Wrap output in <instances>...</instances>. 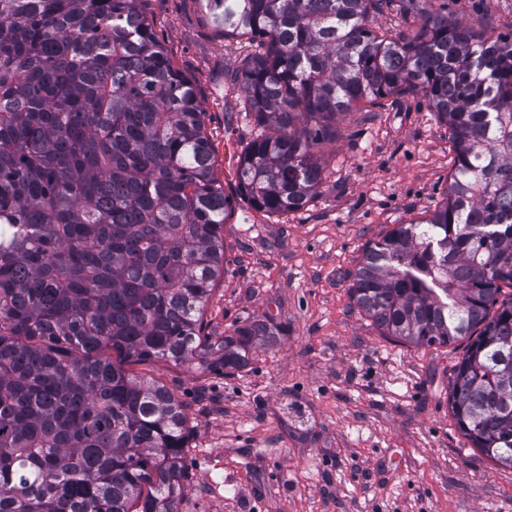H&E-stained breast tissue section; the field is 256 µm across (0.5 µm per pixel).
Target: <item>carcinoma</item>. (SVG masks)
Segmentation results:
<instances>
[{"label":"carcinoma","instance_id":"cac0c4a2","mask_svg":"<svg viewBox=\"0 0 512 512\" xmlns=\"http://www.w3.org/2000/svg\"><path fill=\"white\" fill-rule=\"evenodd\" d=\"M241 111L273 130L241 150L240 196L295 212L320 193L315 148L365 103L422 95L448 126L445 203L367 244L349 284L383 336L468 341L448 407L512 468V40L435 0H205ZM142 0H0V512H176L187 415L164 360L246 368L279 327L204 333L231 200L205 113ZM393 10L413 31L372 27Z\"/></svg>","mask_w":512,"mask_h":512}]
</instances>
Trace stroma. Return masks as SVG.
<instances>
[{
  "mask_svg": "<svg viewBox=\"0 0 512 512\" xmlns=\"http://www.w3.org/2000/svg\"><path fill=\"white\" fill-rule=\"evenodd\" d=\"M142 9L195 88L214 176L234 206L208 331L230 334L263 313L282 330L229 377L195 363L133 365L189 419L177 512H512V469L466 447L448 410L464 342L381 336L348 293L367 243L441 204L447 126L419 94L360 107L318 147V198L287 215L255 211L227 169L258 132L234 79L245 49L225 42L202 0ZM448 14L477 32L512 33V0H450Z\"/></svg>",
  "mask_w": 512,
  "mask_h": 512,
  "instance_id": "stroma-1",
  "label": "stroma"
}]
</instances>
